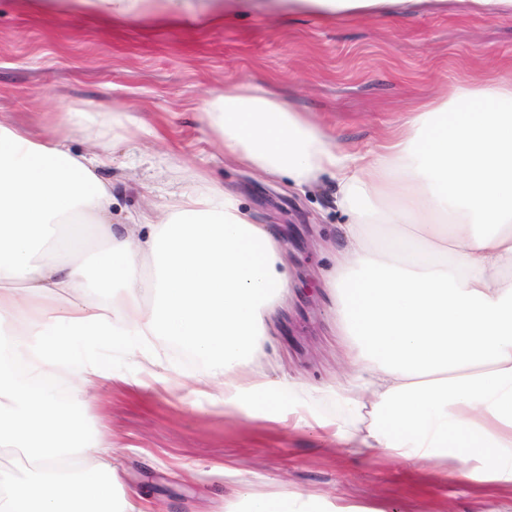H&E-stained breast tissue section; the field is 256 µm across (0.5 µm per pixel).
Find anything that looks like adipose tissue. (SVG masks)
<instances>
[{
	"label": "adipose tissue",
	"mask_w": 512,
	"mask_h": 512,
	"mask_svg": "<svg viewBox=\"0 0 512 512\" xmlns=\"http://www.w3.org/2000/svg\"><path fill=\"white\" fill-rule=\"evenodd\" d=\"M323 14L397 13L415 0H284ZM136 20L183 17L221 0H79ZM240 165L296 187L336 182L342 227L324 275L344 338L333 385L270 378L255 363L266 320L292 286L280 242L237 193L198 179L141 223L112 226L98 175L105 141L68 108L44 138L0 123V512H142L112 466L92 390L112 380L88 350L109 344L144 370L158 340L204 362L225 409L262 399L270 416L330 431L356 457L435 462L467 482L512 486V81L456 85L367 151L341 149L268 94L227 85L202 105ZM90 155L64 147L73 132ZM386 229L372 246L368 227ZM152 274H144L145 263ZM31 363L34 376L19 364ZM78 368L65 402L40 385ZM330 401L340 420L318 413ZM248 512H367L289 492Z\"/></svg>",
	"instance_id": "adipose-tissue-1"
}]
</instances>
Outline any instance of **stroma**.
Returning a JSON list of instances; mask_svg holds the SVG:
<instances>
[{
  "label": "stroma",
  "mask_w": 512,
  "mask_h": 512,
  "mask_svg": "<svg viewBox=\"0 0 512 512\" xmlns=\"http://www.w3.org/2000/svg\"><path fill=\"white\" fill-rule=\"evenodd\" d=\"M493 78L512 80V13L490 15L472 0H420L392 15L228 6L198 20L151 12L133 23L53 0H0V122L38 135L77 106L107 126L117 118L153 128L131 142L114 137L98 171L112 185L113 223L160 209L201 173L236 191L258 223L308 224L313 244L290 264L307 271L311 289L294 284L277 305L260 356L275 379L337 376L321 245L340 241L348 218L330 179L301 192L229 161L200 114L203 99L224 84L257 87L290 101L337 146L364 151L439 90ZM307 295L314 310L297 314ZM102 353L115 378L86 416L102 420L121 482L148 512H227L243 495L287 492L373 512H512L511 486L458 483L434 463L382 452L355 458L320 430L225 410L204 365L169 348L151 375L119 349Z\"/></svg>",
  "instance_id": "1"
}]
</instances>
